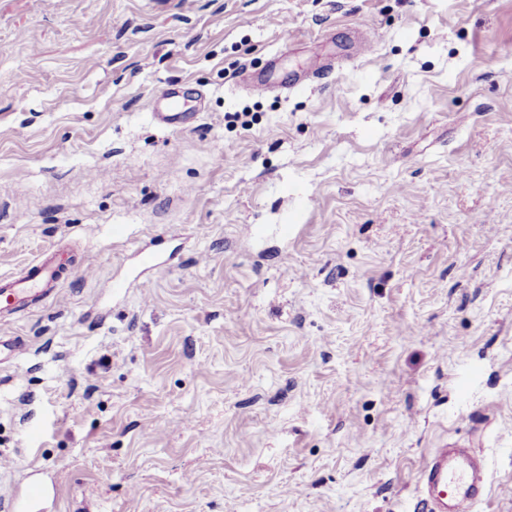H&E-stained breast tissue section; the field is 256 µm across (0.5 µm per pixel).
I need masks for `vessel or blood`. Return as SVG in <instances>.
Here are the masks:
<instances>
[{"instance_id":"vessel-or-blood-1","label":"vessel or blood","mask_w":512,"mask_h":512,"mask_svg":"<svg viewBox=\"0 0 512 512\" xmlns=\"http://www.w3.org/2000/svg\"><path fill=\"white\" fill-rule=\"evenodd\" d=\"M63 269L54 256L30 263L18 276L0 277V316L8 318L29 310L54 292ZM426 512H475L484 501L485 466L465 448H440L421 473Z\"/></svg>"}]
</instances>
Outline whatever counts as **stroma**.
I'll return each mask as SVG.
<instances>
[{
    "label": "stroma",
    "instance_id": "35a3bbf8",
    "mask_svg": "<svg viewBox=\"0 0 512 512\" xmlns=\"http://www.w3.org/2000/svg\"><path fill=\"white\" fill-rule=\"evenodd\" d=\"M59 244L0 505L424 512L457 445L512 512V0H0V276Z\"/></svg>",
    "mask_w": 512,
    "mask_h": 512
}]
</instances>
